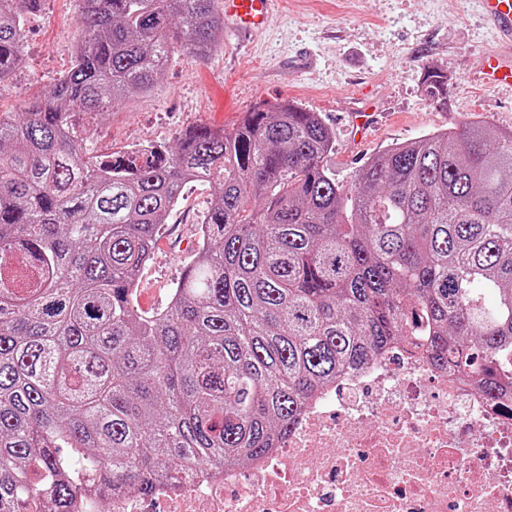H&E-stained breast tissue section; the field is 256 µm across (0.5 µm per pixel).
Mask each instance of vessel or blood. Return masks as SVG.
Listing matches in <instances>:
<instances>
[{"label": "vessel or blood", "instance_id": "vessel-or-blood-1", "mask_svg": "<svg viewBox=\"0 0 512 512\" xmlns=\"http://www.w3.org/2000/svg\"><path fill=\"white\" fill-rule=\"evenodd\" d=\"M482 4L504 48L481 58L477 71L484 84L512 89V0H482ZM270 5L271 0H221L225 24L248 33L265 27Z\"/></svg>", "mask_w": 512, "mask_h": 512}]
</instances>
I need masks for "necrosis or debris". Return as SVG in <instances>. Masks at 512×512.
<instances>
[{"instance_id": "1", "label": "necrosis or debris", "mask_w": 512, "mask_h": 512, "mask_svg": "<svg viewBox=\"0 0 512 512\" xmlns=\"http://www.w3.org/2000/svg\"><path fill=\"white\" fill-rule=\"evenodd\" d=\"M108 512H512V409L425 348L387 346L246 468L195 469Z\"/></svg>"}]
</instances>
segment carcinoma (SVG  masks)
Masks as SVG:
<instances>
[{"instance_id": "obj_1", "label": "carcinoma", "mask_w": 512, "mask_h": 512, "mask_svg": "<svg viewBox=\"0 0 512 512\" xmlns=\"http://www.w3.org/2000/svg\"><path fill=\"white\" fill-rule=\"evenodd\" d=\"M41 0H0V84ZM71 70L0 113V512L80 491L150 495L188 468L268 452L324 384L389 343L512 397V131L394 144L344 185L292 101L176 147L90 156L72 131L152 91L179 52L224 44L218 0H82ZM425 93L448 104V77ZM217 193L165 308L139 274L189 182Z\"/></svg>"}]
</instances>
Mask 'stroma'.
<instances>
[{
    "label": "stroma",
    "mask_w": 512,
    "mask_h": 512,
    "mask_svg": "<svg viewBox=\"0 0 512 512\" xmlns=\"http://www.w3.org/2000/svg\"><path fill=\"white\" fill-rule=\"evenodd\" d=\"M78 0H43L23 31L25 66L0 87V112L19 111L69 70ZM479 0H272L266 29L244 38L225 31L210 57L175 56L149 93L130 94L75 130L100 155L140 144L170 146L196 124L232 129L243 112L290 100L319 113L334 137L327 166L348 183L368 159L466 123L512 130V99L476 85L473 62L496 47ZM448 77V103L427 98V69ZM371 104L379 123L355 136L354 112ZM212 185L188 184L140 272L136 303L150 316L166 306L211 199Z\"/></svg>",
    "instance_id": "1"
}]
</instances>
